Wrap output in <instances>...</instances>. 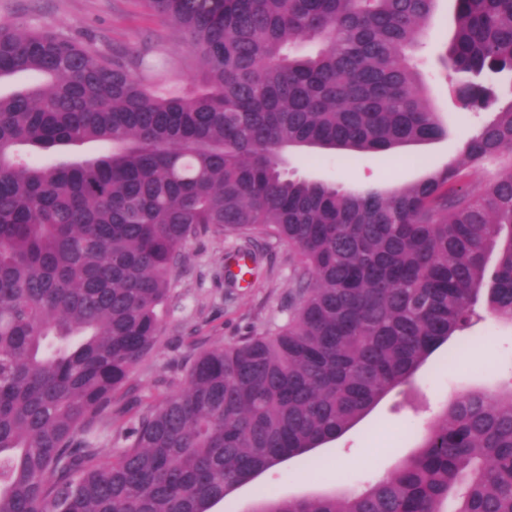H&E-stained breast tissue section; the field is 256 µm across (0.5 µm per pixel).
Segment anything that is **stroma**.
<instances>
[{
    "label": "stroma",
    "instance_id": "1",
    "mask_svg": "<svg viewBox=\"0 0 512 512\" xmlns=\"http://www.w3.org/2000/svg\"><path fill=\"white\" fill-rule=\"evenodd\" d=\"M1 23L58 31L107 56L119 47L147 44L172 62L175 84H184L190 73L181 33L148 13L141 0H0ZM454 28V0H439L430 37L415 52L430 103L448 128L446 137L349 159L311 150L289 157V172L356 190H388L418 181L455 159L488 115L463 110L455 75L447 74L438 61ZM241 242L238 235L227 234L186 245L172 276L173 298L161 313L162 334L126 384L138 402H153L179 389L185 366L200 352L254 332L277 330L287 322L297 289L296 250L274 238L263 241L254 276L231 283L224 278V259ZM463 348L464 356L442 371L425 364L411 386L392 391L340 438L318 448L319 466L287 461L239 488L212 512H252L264 492L280 498L352 492L384 477L416 450L425 428L450 398L471 389L495 393L512 385L511 325L486 318L469 330Z\"/></svg>",
    "mask_w": 512,
    "mask_h": 512
}]
</instances>
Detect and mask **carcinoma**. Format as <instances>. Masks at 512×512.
<instances>
[{
	"mask_svg": "<svg viewBox=\"0 0 512 512\" xmlns=\"http://www.w3.org/2000/svg\"><path fill=\"white\" fill-rule=\"evenodd\" d=\"M439 62L462 105L512 76V0H454ZM185 37L191 81L150 49L0 25V512H211L308 461L486 311L512 324V100L460 158L388 192L288 174L295 150L390 152L447 135L406 54L438 0H143ZM316 44L302 52L303 42ZM93 157L43 163L57 147ZM295 248L273 333L195 356L115 430L188 242ZM253 512H512V387L449 400L418 449L353 493Z\"/></svg>",
	"mask_w": 512,
	"mask_h": 512,
	"instance_id": "1",
	"label": "carcinoma"
}]
</instances>
